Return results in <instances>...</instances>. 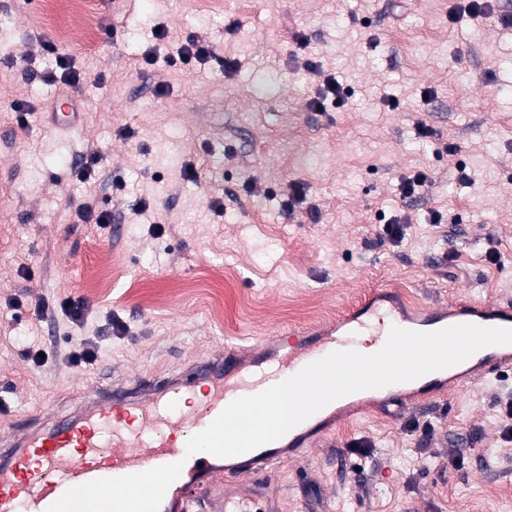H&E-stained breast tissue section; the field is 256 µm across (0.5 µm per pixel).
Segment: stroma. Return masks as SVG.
Listing matches in <instances>:
<instances>
[{
	"label": "stroma",
	"mask_w": 512,
	"mask_h": 512,
	"mask_svg": "<svg viewBox=\"0 0 512 512\" xmlns=\"http://www.w3.org/2000/svg\"><path fill=\"white\" fill-rule=\"evenodd\" d=\"M92 2L94 38L75 28L61 40L42 0H0V398L16 425L74 411L84 381L179 372L225 342L304 323L310 306L337 320L379 285L420 305L512 303V28L450 22L454 0ZM188 35L237 69L167 64ZM43 41L87 82L46 81ZM153 47L158 63L141 65ZM310 59L349 89L343 106L309 108ZM65 90L83 114L70 133L48 115ZM17 101L32 107L24 129ZM93 151L103 163L89 192L69 167ZM418 170L432 184L402 198L399 178ZM295 182L320 223L281 212ZM90 200L111 225L78 223ZM383 215L407 218L402 239L378 238ZM106 254L124 275L102 290ZM66 297L87 303L83 326L57 312ZM85 338L97 359L71 366L64 352ZM509 397L512 370L420 400L360 395L296 460L218 479L208 500L228 512H512Z\"/></svg>",
	"instance_id": "obj_1"
}]
</instances>
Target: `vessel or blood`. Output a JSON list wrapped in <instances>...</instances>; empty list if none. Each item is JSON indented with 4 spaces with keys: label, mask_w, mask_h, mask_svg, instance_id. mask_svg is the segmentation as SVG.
<instances>
[{
    "label": "vessel or blood",
    "mask_w": 512,
    "mask_h": 512,
    "mask_svg": "<svg viewBox=\"0 0 512 512\" xmlns=\"http://www.w3.org/2000/svg\"><path fill=\"white\" fill-rule=\"evenodd\" d=\"M386 295V289L373 290L338 320L281 331L273 348L248 357L228 347L202 358L189 372L94 392L70 418L51 424L34 415L25 430L1 428L0 512H46L72 487L176 462L181 473L159 512H187L219 477L266 473L284 453L273 441L234 457L190 456L178 436L201 432L225 405L253 394L256 385L273 386L327 356L337 337L360 333L374 315L383 317L376 329L380 336L394 326L420 332L458 324L512 328L511 304L469 300L421 307L410 317L398 303L386 302ZM481 366L488 374L511 367L512 345L492 347Z\"/></svg>",
    "instance_id": "b4317fda"
}]
</instances>
